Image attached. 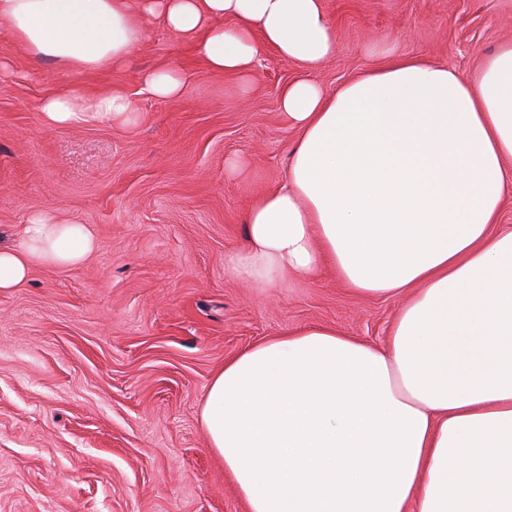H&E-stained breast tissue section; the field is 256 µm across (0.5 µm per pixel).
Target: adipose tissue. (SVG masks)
Segmentation results:
<instances>
[{
  "label": "adipose tissue",
  "mask_w": 512,
  "mask_h": 512,
  "mask_svg": "<svg viewBox=\"0 0 512 512\" xmlns=\"http://www.w3.org/2000/svg\"><path fill=\"white\" fill-rule=\"evenodd\" d=\"M31 61L125 64L146 21L247 76L261 47L301 74L279 104L298 139L284 183L250 205L226 272L256 286L331 270L353 294L397 298L384 346L311 325L224 363L200 423L249 512H512V42L465 76L392 52L324 90L336 51L322 0H0ZM44 125L129 124L120 92L47 95ZM89 225L28 215L0 246V289L34 266L75 268Z\"/></svg>",
  "instance_id": "1"
}]
</instances>
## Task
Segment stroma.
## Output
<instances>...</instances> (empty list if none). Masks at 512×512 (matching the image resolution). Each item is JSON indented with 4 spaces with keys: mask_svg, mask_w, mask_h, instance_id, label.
<instances>
[{
    "mask_svg": "<svg viewBox=\"0 0 512 512\" xmlns=\"http://www.w3.org/2000/svg\"><path fill=\"white\" fill-rule=\"evenodd\" d=\"M323 3L336 52L311 77L329 91L388 49L468 75L512 42V0ZM0 58V244L44 209L97 239L80 267L0 290V512H248L199 422L214 374L309 325L382 344L399 306L326 271L260 288L224 269L252 201L285 178L297 131L279 92L296 68L265 47L248 78L212 71L156 20L106 72L31 64L2 20ZM161 65L187 73L178 98L146 89ZM73 85L123 92L133 122L42 125L45 96Z\"/></svg>",
    "mask_w": 512,
    "mask_h": 512,
    "instance_id": "obj_1",
    "label": "stroma"
}]
</instances>
